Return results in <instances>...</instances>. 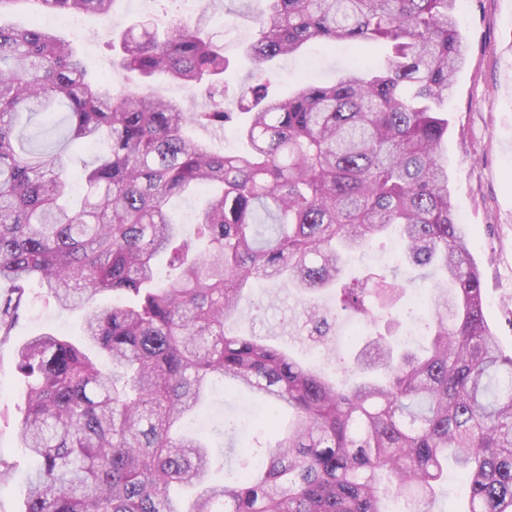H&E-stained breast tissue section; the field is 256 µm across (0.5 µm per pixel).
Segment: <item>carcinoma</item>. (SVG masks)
I'll return each mask as SVG.
<instances>
[{"mask_svg": "<svg viewBox=\"0 0 512 512\" xmlns=\"http://www.w3.org/2000/svg\"><path fill=\"white\" fill-rule=\"evenodd\" d=\"M34 14L92 13L116 0H0V344L31 290L84 310L76 339L41 332L16 350L27 397L24 447L41 460L23 512H403L425 508L455 460L461 512H512V350L485 314L482 275L454 211L443 103L467 59L456 0H263L247 46L256 72L240 89L249 150L224 155L187 138L191 124L224 129L218 87L229 59L203 35L210 15L122 33L119 66L141 81L90 79L53 25L1 21L15 4ZM311 41L381 45L383 64L332 85L282 96L266 65ZM157 76L209 93L204 110L147 89ZM67 109V139L106 153L82 171L75 206L69 159L25 149L22 116ZM198 192L192 227L170 200ZM396 231L402 256L432 269L424 353L390 341L339 387L321 370L226 324L259 277L307 298L309 339L336 311L375 318L406 292L396 278L344 275L346 258ZM110 291L121 302L93 305ZM266 406L269 442L253 467L215 483L211 448L178 431L213 377ZM288 406V428L281 408Z\"/></svg>", "mask_w": 512, "mask_h": 512, "instance_id": "1", "label": "carcinoma"}]
</instances>
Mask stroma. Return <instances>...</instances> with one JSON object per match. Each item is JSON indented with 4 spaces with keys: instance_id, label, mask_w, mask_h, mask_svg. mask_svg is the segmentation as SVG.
Returning <instances> with one entry per match:
<instances>
[{
    "instance_id": "35a3bbf8",
    "label": "stroma",
    "mask_w": 512,
    "mask_h": 512,
    "mask_svg": "<svg viewBox=\"0 0 512 512\" xmlns=\"http://www.w3.org/2000/svg\"><path fill=\"white\" fill-rule=\"evenodd\" d=\"M262 0H224V18L232 30L209 25L206 34L224 44L230 59L224 73V101L235 106L239 88L251 83L254 63L246 51L255 34V17ZM456 15L468 60L457 74L448 98L449 183L458 220L463 224L469 249L482 274L487 297V319L504 349L512 348V0H458ZM182 18L181 0H121L112 18L114 31L143 19L152 20L159 32ZM80 29L58 24L57 29L75 46L90 76L125 84L128 72L113 65L115 53L102 22L80 17ZM381 48L351 45L328 48L310 43L299 55L269 63V75L280 94L293 92L300 83L331 84L347 71L382 64ZM301 298L276 280L258 282L245 298L240 312L228 324L230 331L252 334L272 344L292 343L300 324ZM79 312L58 308L36 296L20 318L8 343L0 345V460L8 463L0 475V512H23V491L38 461L23 448L18 437L26 387L16 370L14 351L29 336L49 330L64 336L80 331ZM245 402L216 383L199 420L212 446L222 454L225 469L239 467L240 433L225 431L238 422Z\"/></svg>"
}]
</instances>
